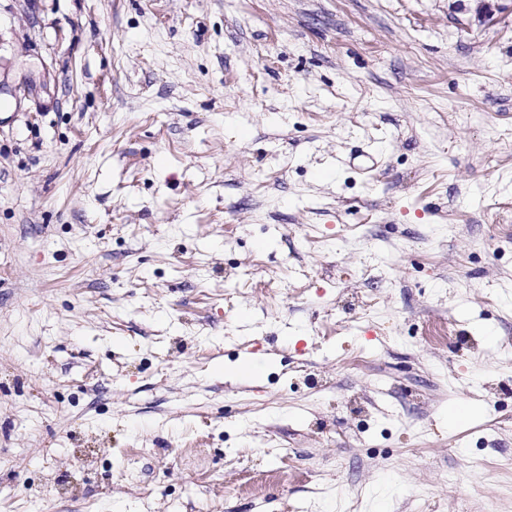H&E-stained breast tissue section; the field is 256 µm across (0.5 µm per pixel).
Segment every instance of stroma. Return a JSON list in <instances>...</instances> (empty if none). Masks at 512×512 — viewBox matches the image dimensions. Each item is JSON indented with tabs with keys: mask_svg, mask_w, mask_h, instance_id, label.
<instances>
[{
	"mask_svg": "<svg viewBox=\"0 0 512 512\" xmlns=\"http://www.w3.org/2000/svg\"><path fill=\"white\" fill-rule=\"evenodd\" d=\"M510 343L512 0H0V512H512Z\"/></svg>",
	"mask_w": 512,
	"mask_h": 512,
	"instance_id": "1",
	"label": "stroma"
}]
</instances>
